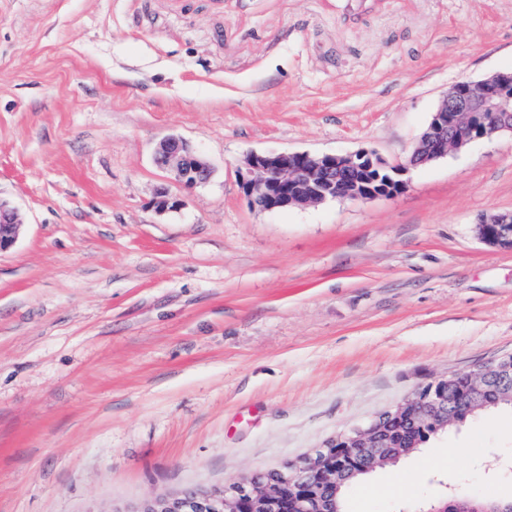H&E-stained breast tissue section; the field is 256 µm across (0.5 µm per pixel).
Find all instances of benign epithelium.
Segmentation results:
<instances>
[{
    "label": "benign epithelium",
    "mask_w": 512,
    "mask_h": 512,
    "mask_svg": "<svg viewBox=\"0 0 512 512\" xmlns=\"http://www.w3.org/2000/svg\"><path fill=\"white\" fill-rule=\"evenodd\" d=\"M506 133L512 135V70L452 86L404 162L389 164L367 150L341 155L250 152L238 168L239 182L252 206L262 211L368 201L403 191L406 182L400 176L413 167ZM155 162L174 170L188 188L212 176L209 162L176 136L159 142ZM19 227L17 209L0 197V253L15 243ZM475 232L488 246L512 249V212L484 217ZM504 395L512 397V356L443 376L369 423L269 473H251L222 488L148 499L135 512H285L286 504L290 512H337L334 494L347 473L408 455L419 426L446 429L458 409L473 412Z\"/></svg>",
    "instance_id": "1"
}]
</instances>
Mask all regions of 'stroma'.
I'll use <instances>...</instances> for the list:
<instances>
[{"label":"stroma","instance_id":"35a3bbf8","mask_svg":"<svg viewBox=\"0 0 512 512\" xmlns=\"http://www.w3.org/2000/svg\"><path fill=\"white\" fill-rule=\"evenodd\" d=\"M510 70L512 0H0V197L22 220L0 253V512L221 487L512 355V250L474 233L512 211L511 137L366 202L261 211L237 175L251 151L403 161L458 80ZM171 134L207 184L156 166ZM455 489L512 500L511 411L344 510Z\"/></svg>","mask_w":512,"mask_h":512}]
</instances>
